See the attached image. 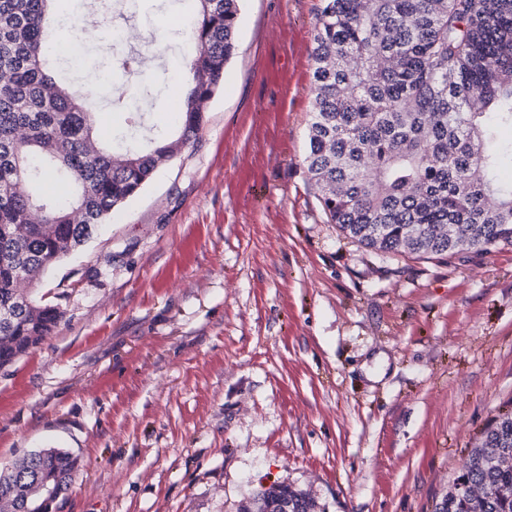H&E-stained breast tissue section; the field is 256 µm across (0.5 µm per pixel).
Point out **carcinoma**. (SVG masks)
I'll return each mask as SVG.
<instances>
[{
  "label": "carcinoma",
  "mask_w": 512,
  "mask_h": 512,
  "mask_svg": "<svg viewBox=\"0 0 512 512\" xmlns=\"http://www.w3.org/2000/svg\"><path fill=\"white\" fill-rule=\"evenodd\" d=\"M48 2L0 0V366L43 342L61 318L31 280L87 242L112 212L196 136L224 81L240 0H194L193 52L180 79V134L120 150L92 147L85 94L49 73L79 68L49 52ZM313 96L305 162L323 211L343 233L384 253L444 255L512 245V0H321L314 26ZM25 130L21 136L19 130ZM67 186L43 191L48 176ZM42 223H30L32 207ZM18 224L28 225L23 235ZM78 460L62 448L29 453L0 471V512H32L44 488L63 493ZM314 512L286 483L260 490L241 512L283 496ZM436 512H512V409L480 434L466 470Z\"/></svg>",
  "instance_id": "cac0c4a2"
}]
</instances>
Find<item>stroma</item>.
<instances>
[{"mask_svg": "<svg viewBox=\"0 0 512 512\" xmlns=\"http://www.w3.org/2000/svg\"><path fill=\"white\" fill-rule=\"evenodd\" d=\"M321 0H243L224 87L177 157L34 286L62 317L0 366V469L79 459L52 512H237L277 482L320 512H434L480 431L512 408V245L417 257L323 213L305 156ZM191 0L114 26L165 32ZM87 60L102 143L126 129L114 26L57 0ZM155 68L143 134H172Z\"/></svg>", "mask_w": 512, "mask_h": 512, "instance_id": "obj_1", "label": "stroma"}]
</instances>
